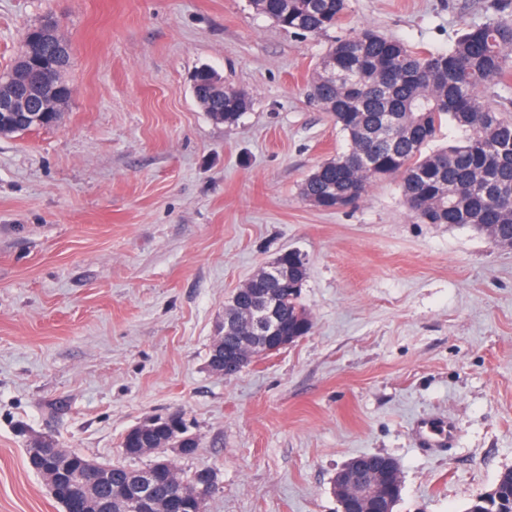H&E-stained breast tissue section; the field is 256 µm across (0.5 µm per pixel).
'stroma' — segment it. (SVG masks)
Instances as JSON below:
<instances>
[{
    "label": "stroma",
    "mask_w": 512,
    "mask_h": 512,
    "mask_svg": "<svg viewBox=\"0 0 512 512\" xmlns=\"http://www.w3.org/2000/svg\"><path fill=\"white\" fill-rule=\"evenodd\" d=\"M495 3L347 0L313 39L250 0H0V72L46 14L72 48L59 124L0 137V512H63L32 439L123 465L126 430L177 408L199 448L176 465L216 474L207 512H339L363 454L398 463L394 512H465L512 469V251L417 223L394 177L355 208L301 195L347 147L308 97L332 38L444 51ZM202 66L251 93L238 124L197 104ZM290 249L311 332L213 374L225 305ZM422 419L454 438L423 446Z\"/></svg>",
    "instance_id": "35a3bbf8"
}]
</instances>
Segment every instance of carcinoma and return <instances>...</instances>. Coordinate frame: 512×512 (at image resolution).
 Masks as SVG:
<instances>
[{"label":"carcinoma","mask_w":512,"mask_h":512,"mask_svg":"<svg viewBox=\"0 0 512 512\" xmlns=\"http://www.w3.org/2000/svg\"><path fill=\"white\" fill-rule=\"evenodd\" d=\"M253 7L285 30L318 37L342 20L346 0H254ZM45 28L40 53L25 68L56 74L61 101L42 106L31 128L55 125L52 115L68 102L65 79L69 47ZM512 73V14L507 6L481 24L467 27L448 50L419 55L398 39L361 30L336 40L327 50L309 86V95L330 113L348 140V149L319 166L304 182L302 197L323 210L336 205V195L358 205L377 180L401 178L408 210L421 224L468 226L495 240L512 238V122L485 102L479 90L499 84ZM216 72L202 67L193 75L194 97L211 118L227 126L239 122L252 107L244 89L219 85ZM454 122L463 135L452 145L424 152L442 123ZM293 275L307 277L300 254H280ZM263 288L281 292V324L292 333H309V313L290 284L277 277L256 278L239 297L231 298L228 315L236 314ZM90 458L68 457V478L79 482ZM134 469L112 466V492H100V503L118 509L120 489ZM199 482L198 472L182 474L176 465L159 476L156 498L165 500L181 483ZM488 502L475 497L467 512H512V470L502 472Z\"/></svg>","instance_id":"carcinoma-1"}]
</instances>
